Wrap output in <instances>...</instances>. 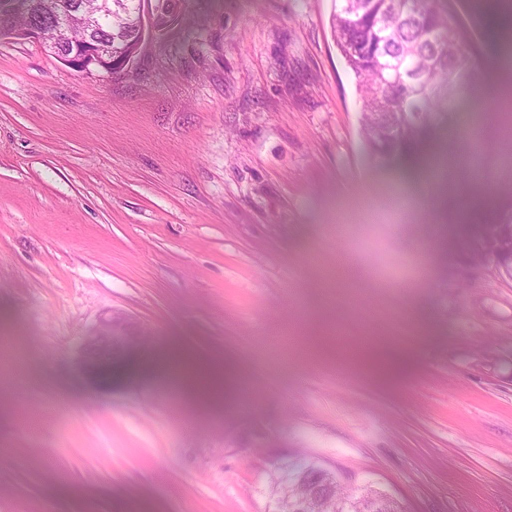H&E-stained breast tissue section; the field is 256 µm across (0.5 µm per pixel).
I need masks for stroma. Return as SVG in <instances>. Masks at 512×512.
<instances>
[{
    "instance_id": "35a3bbf8",
    "label": "stroma",
    "mask_w": 512,
    "mask_h": 512,
    "mask_svg": "<svg viewBox=\"0 0 512 512\" xmlns=\"http://www.w3.org/2000/svg\"><path fill=\"white\" fill-rule=\"evenodd\" d=\"M115 78L0 39V512H269L305 457L403 512H512V276L481 241L512 159L467 224L409 182L467 167L471 94L372 154L335 0H173ZM141 345L111 375L91 337ZM386 342L401 360L365 371ZM232 364L190 402L174 350ZM139 343L138 336L129 335L122 324L107 320L104 336H93L90 339L88 365L99 371L106 365H112L114 360L125 358ZM295 462L293 463V467L297 471H301L303 473L308 472V463L307 460L304 458H295ZM293 467L291 464H288V462L278 463L274 465L273 471L270 474V480H269V490L275 489L277 486V489L273 492V496L276 500H281L283 498H290L292 496V486L288 484V478L287 482H282L284 475L288 471V475L293 474ZM281 483V484H280Z\"/></svg>"
}]
</instances>
